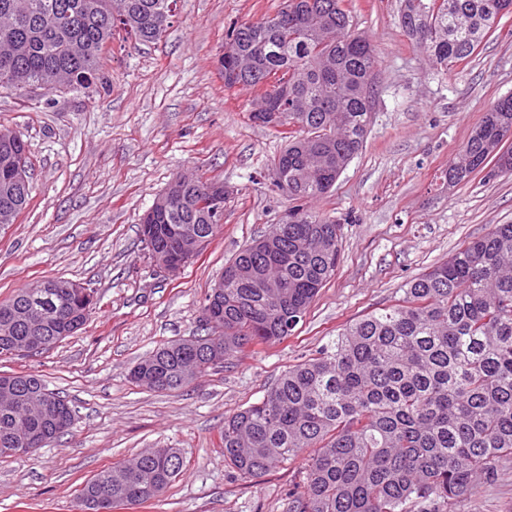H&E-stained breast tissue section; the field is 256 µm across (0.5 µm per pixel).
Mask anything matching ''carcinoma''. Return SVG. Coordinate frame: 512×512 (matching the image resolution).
<instances>
[{
	"instance_id": "1",
	"label": "carcinoma",
	"mask_w": 512,
	"mask_h": 512,
	"mask_svg": "<svg viewBox=\"0 0 512 512\" xmlns=\"http://www.w3.org/2000/svg\"><path fill=\"white\" fill-rule=\"evenodd\" d=\"M400 0L403 31L429 61L453 67L495 32L512 0ZM170 0H0V88L101 83L100 55L122 31L158 39ZM224 88L256 93L280 111L288 145L273 160V184L288 196V223L244 246L224 265L223 317L204 334L153 351L131 370L154 392L193 385L218 363L295 333L342 259L341 223L314 204L363 149L377 83L370 41L355 32L345 0H284L259 21L233 22L224 36ZM512 96L498 100L460 147L446 175L454 184L493 164L512 173ZM28 158L17 134L0 137V216L16 219L30 183L13 173ZM213 182L177 176L156 197L140 236L151 256L170 253L169 229L207 245L224 223L205 203ZM31 286L0 300V357L28 356L34 329L45 349L70 337L78 295L62 288L35 298ZM392 306L352 322L313 358L289 365L257 402L224 419L221 448L237 475L256 480L294 469L289 512H452L512 464V224H496L443 262L407 281ZM64 400L33 373H0V457L20 448L39 403ZM184 468L174 448H150L112 464L79 493L86 512L102 492L115 506L149 503Z\"/></svg>"
}]
</instances>
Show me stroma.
<instances>
[{
    "label": "stroma",
    "instance_id": "stroma-1",
    "mask_svg": "<svg viewBox=\"0 0 512 512\" xmlns=\"http://www.w3.org/2000/svg\"><path fill=\"white\" fill-rule=\"evenodd\" d=\"M282 0H177L152 43L116 33L98 91L0 89V129L22 137L30 195L0 231V298L39 279L91 288L97 305L75 335L43 354L0 360L34 372L75 410L49 446L0 459V512H77L80 484L148 448L185 467L139 512H288L293 473L241 480L224 459L226 416L263 397L281 372L315 355L350 322L394 303L401 286L492 224H512V174L449 186L457 150L512 95V15L467 62L434 68L399 25V0H346L375 45L379 76L366 142L317 209L346 218L343 258L287 342L239 354L193 386L153 392L131 368L199 333L201 306L224 264L288 210L268 169L287 129L254 124L255 94L224 87V27L275 14ZM210 178L230 197L224 224L176 279L156 271L139 224L175 176ZM456 512H512V468Z\"/></svg>",
    "mask_w": 512,
    "mask_h": 512
}]
</instances>
